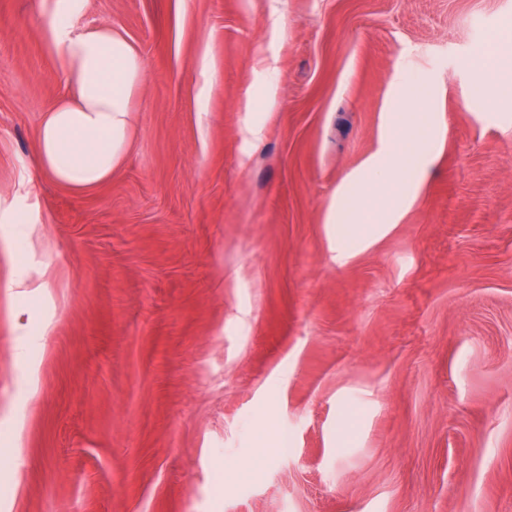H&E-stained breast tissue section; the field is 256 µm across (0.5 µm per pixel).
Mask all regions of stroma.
Segmentation results:
<instances>
[{
    "instance_id": "35a3bbf8",
    "label": "stroma",
    "mask_w": 512,
    "mask_h": 512,
    "mask_svg": "<svg viewBox=\"0 0 512 512\" xmlns=\"http://www.w3.org/2000/svg\"><path fill=\"white\" fill-rule=\"evenodd\" d=\"M56 6L0 0V204L39 222L0 223V512H512V96L475 65L512 0H85L145 66L85 191L37 168ZM405 90L445 134L336 265Z\"/></svg>"
}]
</instances>
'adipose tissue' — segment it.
<instances>
[{
  "label": "adipose tissue",
  "mask_w": 512,
  "mask_h": 512,
  "mask_svg": "<svg viewBox=\"0 0 512 512\" xmlns=\"http://www.w3.org/2000/svg\"><path fill=\"white\" fill-rule=\"evenodd\" d=\"M84 0H64L50 30L64 66L68 94L46 112L39 132L38 168L56 182L89 190L111 180L129 144L131 98L144 78L132 45L111 26L74 31ZM382 148L363 176L348 180L328 213L336 260L398 223L416 196L442 134L430 114L398 100L387 117Z\"/></svg>",
  "instance_id": "obj_1"
}]
</instances>
